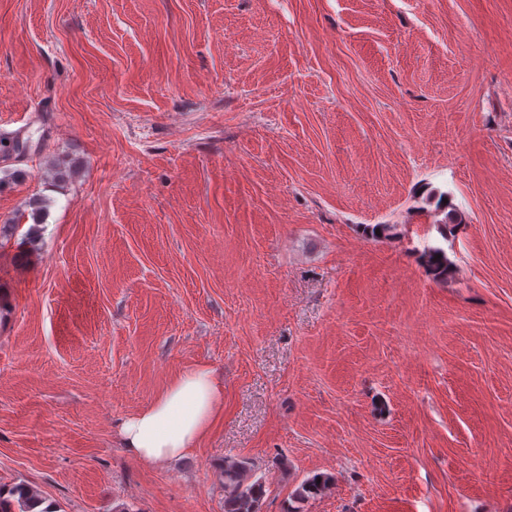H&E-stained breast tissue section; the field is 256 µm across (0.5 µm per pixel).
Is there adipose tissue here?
<instances>
[{"instance_id": "ef3b65f1", "label": "adipose tissue", "mask_w": 512, "mask_h": 512, "mask_svg": "<svg viewBox=\"0 0 512 512\" xmlns=\"http://www.w3.org/2000/svg\"><path fill=\"white\" fill-rule=\"evenodd\" d=\"M224 410V385L200 365L175 376L146 408L119 429L123 448L143 464L182 458L210 432Z\"/></svg>"}]
</instances>
